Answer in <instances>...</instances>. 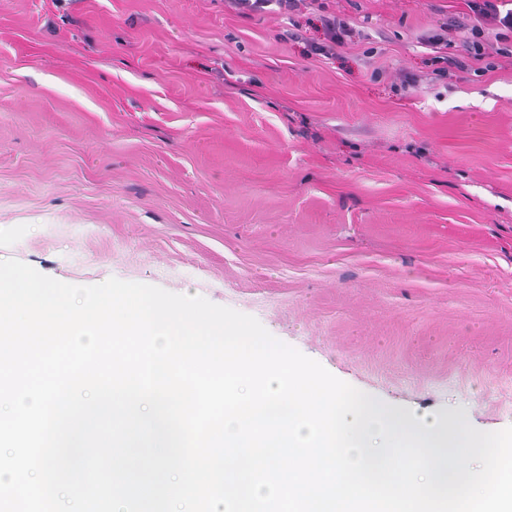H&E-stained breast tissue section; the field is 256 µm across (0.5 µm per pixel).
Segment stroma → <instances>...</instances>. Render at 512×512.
Masks as SVG:
<instances>
[{
    "mask_svg": "<svg viewBox=\"0 0 512 512\" xmlns=\"http://www.w3.org/2000/svg\"><path fill=\"white\" fill-rule=\"evenodd\" d=\"M352 37L307 54L321 19ZM470 0H0V260L255 317L405 409L512 427V60ZM300 1L303 0H229L235 10L243 14L265 11L273 4L279 11H295L299 8ZM426 48H429L434 53L441 54L436 55L435 59L438 64H442V66H438L435 69V76L440 79H445L448 77L454 76L456 71L464 72L472 68V65L469 63L473 62H482L487 57V54L484 52V47L478 41H469L467 42L462 49V53L459 55H442L445 52L441 50L447 49L445 48L447 44H444L443 38L441 35H433L422 42Z\"/></svg>",
    "mask_w": 512,
    "mask_h": 512,
    "instance_id": "obj_1",
    "label": "stroma"
}]
</instances>
